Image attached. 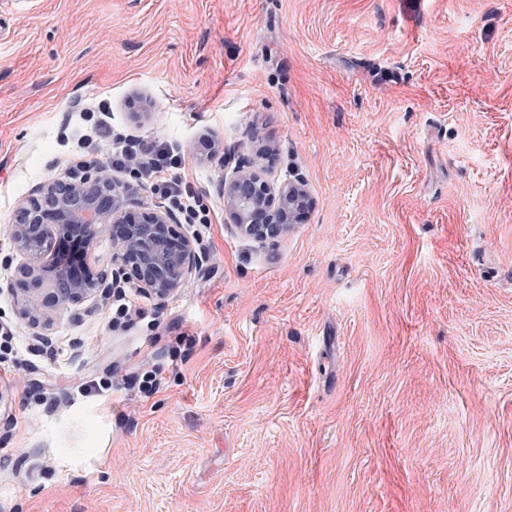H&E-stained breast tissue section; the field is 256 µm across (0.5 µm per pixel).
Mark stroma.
Here are the masks:
<instances>
[{"mask_svg": "<svg viewBox=\"0 0 512 512\" xmlns=\"http://www.w3.org/2000/svg\"><path fill=\"white\" fill-rule=\"evenodd\" d=\"M79 100L214 219L157 326L99 294L41 339L9 226ZM258 137L311 198L263 243L217 192ZM0 326V512H512V0H0ZM148 355L158 393L80 395Z\"/></svg>", "mask_w": 512, "mask_h": 512, "instance_id": "stroma-1", "label": "stroma"}]
</instances>
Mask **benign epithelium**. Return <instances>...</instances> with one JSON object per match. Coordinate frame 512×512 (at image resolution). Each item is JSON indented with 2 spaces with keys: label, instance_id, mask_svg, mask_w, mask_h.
Returning a JSON list of instances; mask_svg holds the SVG:
<instances>
[{
  "label": "benign epithelium",
  "instance_id": "benign-epithelium-1",
  "mask_svg": "<svg viewBox=\"0 0 512 512\" xmlns=\"http://www.w3.org/2000/svg\"><path fill=\"white\" fill-rule=\"evenodd\" d=\"M270 162L271 152L261 145L247 167H236L219 185L239 233L260 242L288 235L309 206L303 181L275 186L263 177ZM137 195L132 184L97 169L80 180L40 183L17 203L11 237L22 262L10 290L34 335H44L52 315L90 295L79 265L46 264L48 256L65 253L66 242L86 253L101 238L111 241L112 270L95 279L98 288L123 282L162 300L198 269L197 244L174 228L169 211L148 209L131 218Z\"/></svg>",
  "mask_w": 512,
  "mask_h": 512
}]
</instances>
